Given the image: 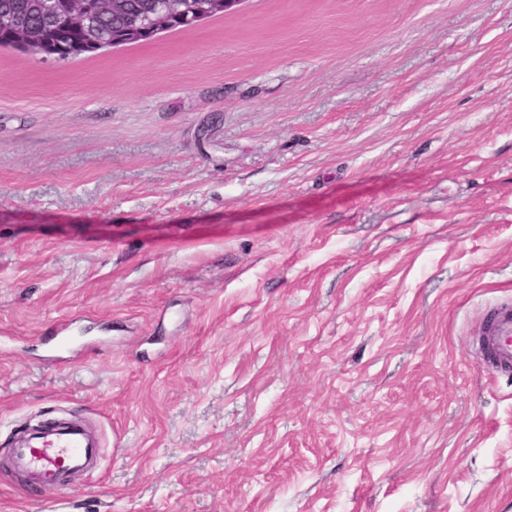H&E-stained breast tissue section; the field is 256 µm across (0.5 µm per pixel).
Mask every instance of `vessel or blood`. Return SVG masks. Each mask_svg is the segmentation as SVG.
<instances>
[{"mask_svg":"<svg viewBox=\"0 0 512 512\" xmlns=\"http://www.w3.org/2000/svg\"><path fill=\"white\" fill-rule=\"evenodd\" d=\"M478 345L485 370L512 368V304L498 308L484 324ZM13 456L16 469L29 484L63 490L68 474L96 463L101 450L84 430L66 425L34 430L18 441Z\"/></svg>","mask_w":512,"mask_h":512,"instance_id":"vessel-or-blood-1","label":"vessel or blood"}]
</instances>
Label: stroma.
<instances>
[{
  "label": "stroma",
  "mask_w": 512,
  "mask_h": 512,
  "mask_svg": "<svg viewBox=\"0 0 512 512\" xmlns=\"http://www.w3.org/2000/svg\"><path fill=\"white\" fill-rule=\"evenodd\" d=\"M512 0H248L0 47V512H512ZM103 458L28 494L14 440ZM478 345L483 356V369L499 371L512 368V304L498 308L483 325Z\"/></svg>",
  "instance_id": "stroma-1"
}]
</instances>
